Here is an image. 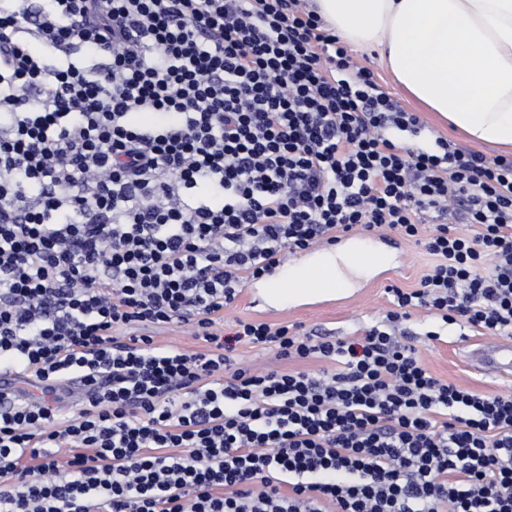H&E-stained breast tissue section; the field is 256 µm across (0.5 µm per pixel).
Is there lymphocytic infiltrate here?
Returning <instances> with one entry per match:
<instances>
[{
	"label": "lymphocytic infiltrate",
	"mask_w": 512,
	"mask_h": 512,
	"mask_svg": "<svg viewBox=\"0 0 512 512\" xmlns=\"http://www.w3.org/2000/svg\"><path fill=\"white\" fill-rule=\"evenodd\" d=\"M420 132L308 0H0V369L84 386L0 403V512H512V397L394 336L512 337V159ZM453 209L473 233L437 223L363 335L219 334L284 251ZM174 322L204 351L157 346ZM239 363L257 368H265L280 371H308L314 374L324 368H330L331 363L317 358H283L274 348L254 346L247 343H239L233 353Z\"/></svg>",
	"instance_id": "obj_1"
}]
</instances>
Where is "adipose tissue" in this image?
<instances>
[{
  "label": "adipose tissue",
  "mask_w": 512,
  "mask_h": 512,
  "mask_svg": "<svg viewBox=\"0 0 512 512\" xmlns=\"http://www.w3.org/2000/svg\"><path fill=\"white\" fill-rule=\"evenodd\" d=\"M346 43L471 141L512 147V0H314Z\"/></svg>",
  "instance_id": "1"
}]
</instances>
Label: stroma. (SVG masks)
Returning a JSON list of instances; mask_svg holds the SVG:
<instances>
[{"instance_id":"stroma-1","label":"stroma","mask_w":512,"mask_h":512,"mask_svg":"<svg viewBox=\"0 0 512 512\" xmlns=\"http://www.w3.org/2000/svg\"><path fill=\"white\" fill-rule=\"evenodd\" d=\"M354 55L374 72L378 82L403 109L418 113L422 124L418 137L420 145H432L435 138L442 137L455 142L459 147H466L467 142L460 133L437 125L431 113L418 112L416 105L394 82L376 51L358 49ZM405 248L407 258L402 263L401 271L381 274L374 269L363 270L361 276L354 280L351 292L333 306L307 308L295 303L269 310L255 305L256 287L246 285L233 306L225 310L223 325L231 327L239 319L270 324L285 322L298 325L301 333L313 336L360 335L365 327L374 324L391 310V297L386 291L388 285L414 287L431 266L433 258L423 247L409 241ZM435 324V318L422 309L415 310L405 324L406 343L415 347L420 361L432 375L475 392L512 396V380L480 373L466 356L467 348L483 342V335L472 331L464 333L459 326L451 325L444 330L441 340L431 342L425 338L424 333ZM234 357L243 364L280 371L300 370L316 374L328 366L327 361L321 359L283 358L276 349L247 343L238 344Z\"/></svg>"}]
</instances>
